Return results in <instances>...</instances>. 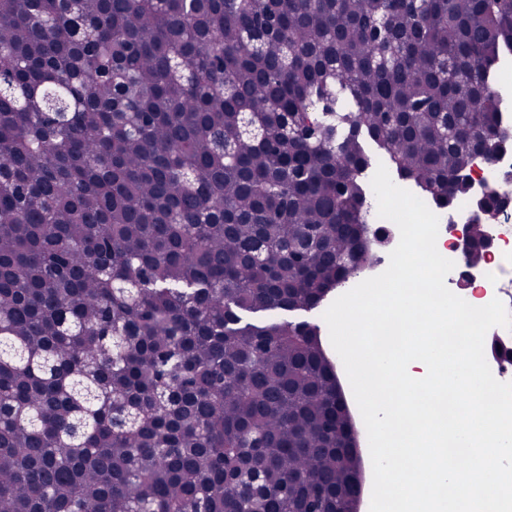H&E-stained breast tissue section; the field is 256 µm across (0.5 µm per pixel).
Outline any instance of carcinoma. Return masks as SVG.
Masks as SVG:
<instances>
[{"label":"carcinoma","mask_w":512,"mask_h":512,"mask_svg":"<svg viewBox=\"0 0 512 512\" xmlns=\"http://www.w3.org/2000/svg\"><path fill=\"white\" fill-rule=\"evenodd\" d=\"M507 54L512 0H0V512H350L295 314L368 260L369 146L444 210L512 149Z\"/></svg>","instance_id":"cac0c4a2"}]
</instances>
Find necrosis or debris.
<instances>
[{
    "instance_id": "necrosis-or-debris-1",
    "label": "necrosis or debris",
    "mask_w": 512,
    "mask_h": 512,
    "mask_svg": "<svg viewBox=\"0 0 512 512\" xmlns=\"http://www.w3.org/2000/svg\"><path fill=\"white\" fill-rule=\"evenodd\" d=\"M471 196L461 199L446 212L439 213L436 246L439 253L454 261L446 278L448 288L474 306L500 299L512 312V151L501 152L493 160L477 158L470 170ZM492 189L506 201L491 234V249L481 267L467 265L460 249L469 232L474 213V194ZM371 259L357 275L358 280L382 273L389 264V254L399 242V231L390 220L377 218L371 226Z\"/></svg>"
}]
</instances>
